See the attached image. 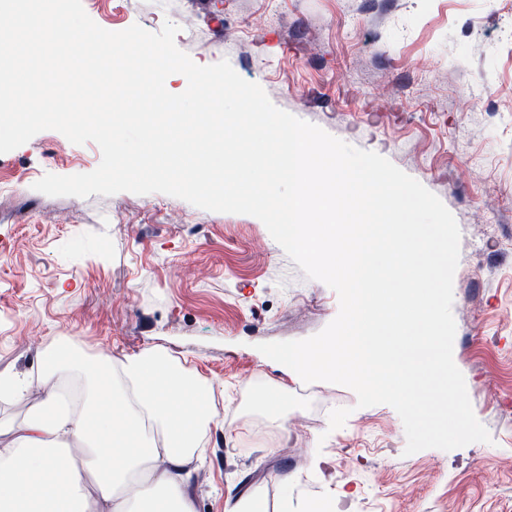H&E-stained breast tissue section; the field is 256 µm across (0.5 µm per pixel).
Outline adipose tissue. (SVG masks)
<instances>
[{
  "label": "adipose tissue",
  "mask_w": 512,
  "mask_h": 512,
  "mask_svg": "<svg viewBox=\"0 0 512 512\" xmlns=\"http://www.w3.org/2000/svg\"><path fill=\"white\" fill-rule=\"evenodd\" d=\"M204 64L176 69L155 61L151 78L164 105L192 125H213L187 101L209 83ZM45 394L0 376V398L26 403L0 426V512H196L194 466L218 414L213 386L161 349L134 356L55 350L44 357Z\"/></svg>",
  "instance_id": "ef3b65f1"
}]
</instances>
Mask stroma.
Returning a JSON list of instances; mask_svg holds the SVG:
<instances>
[{
  "mask_svg": "<svg viewBox=\"0 0 512 512\" xmlns=\"http://www.w3.org/2000/svg\"><path fill=\"white\" fill-rule=\"evenodd\" d=\"M104 29L179 28L193 61L225 60L271 102L376 152L434 193L461 232L453 358L491 440L405 455L389 405L294 379L261 352L338 314L250 215L166 194L51 197L45 174L88 173L96 143L55 130L0 154V374L35 380L45 349L160 348L215 388L220 415L192 489L268 512H512V0H82ZM276 390L288 415L261 409ZM226 512H265L266 505L258 497H235L231 489H228L225 499Z\"/></svg>",
  "mask_w": 512,
  "mask_h": 512,
  "instance_id": "35a3bbf8",
  "label": "stroma"
}]
</instances>
